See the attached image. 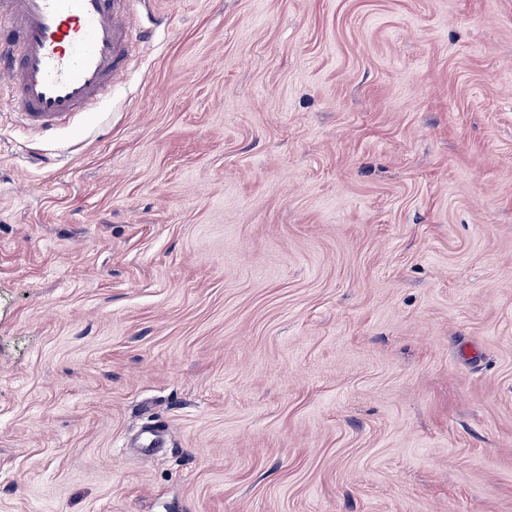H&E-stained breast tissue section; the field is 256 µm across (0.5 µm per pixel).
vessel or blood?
<instances>
[{"label":"vessel or blood","mask_w":512,"mask_h":512,"mask_svg":"<svg viewBox=\"0 0 512 512\" xmlns=\"http://www.w3.org/2000/svg\"><path fill=\"white\" fill-rule=\"evenodd\" d=\"M136 0H0V98L42 135L95 105L125 75Z\"/></svg>","instance_id":"obj_1"}]
</instances>
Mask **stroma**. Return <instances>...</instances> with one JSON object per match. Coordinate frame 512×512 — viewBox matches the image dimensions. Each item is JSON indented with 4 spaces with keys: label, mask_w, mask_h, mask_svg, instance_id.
<instances>
[{
    "label": "stroma",
    "mask_w": 512,
    "mask_h": 512,
    "mask_svg": "<svg viewBox=\"0 0 512 512\" xmlns=\"http://www.w3.org/2000/svg\"><path fill=\"white\" fill-rule=\"evenodd\" d=\"M136 25L0 102V512H512V0Z\"/></svg>",
    "instance_id": "35a3bbf8"
}]
</instances>
